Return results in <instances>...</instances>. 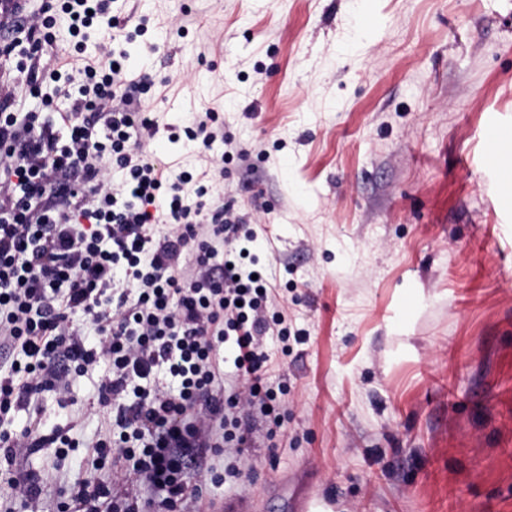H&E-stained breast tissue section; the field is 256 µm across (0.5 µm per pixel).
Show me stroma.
Masks as SVG:
<instances>
[{
    "label": "stroma",
    "mask_w": 512,
    "mask_h": 512,
    "mask_svg": "<svg viewBox=\"0 0 512 512\" xmlns=\"http://www.w3.org/2000/svg\"><path fill=\"white\" fill-rule=\"evenodd\" d=\"M373 18L360 22L362 12ZM144 30L106 23L111 48L154 81L148 154L232 204L254 255L306 338L271 346L286 389L274 441L254 427L217 452L199 512H512V202L483 165L490 119L512 123V0H128ZM215 112L223 140L172 139ZM223 166H214L216 158ZM103 368L42 393L44 431L82 440L0 457L40 485L12 512H77L102 483L85 441L105 435Z\"/></svg>",
    "instance_id": "obj_1"
}]
</instances>
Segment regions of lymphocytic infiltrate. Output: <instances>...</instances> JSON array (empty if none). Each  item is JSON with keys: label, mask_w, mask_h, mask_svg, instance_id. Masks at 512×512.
Instances as JSON below:
<instances>
[{"label": "lymphocytic infiltrate", "mask_w": 512, "mask_h": 512, "mask_svg": "<svg viewBox=\"0 0 512 512\" xmlns=\"http://www.w3.org/2000/svg\"><path fill=\"white\" fill-rule=\"evenodd\" d=\"M98 18L123 25L113 0H46L37 14L28 0H0V413L31 407L44 391L67 394L72 372L105 365L99 401L116 405L118 436L92 443L109 463L106 479L76 498L87 512H114L116 491L135 481L143 494L123 512L172 510L187 476L212 480L209 449L248 447L255 420L267 438L281 429V399L263 373L270 339L286 341L290 327L236 248L242 221L232 205L207 207L203 186L187 201L186 177L171 181L145 154L159 132L142 111L149 76L132 78L125 51L79 68L78 92L57 119L18 118L19 91L34 93L45 78L58 21L77 33ZM21 41L30 53L16 63ZM125 281L135 297L121 293ZM159 369L177 390L151 385ZM240 412L247 426L226 431Z\"/></svg>", "instance_id": "obj_1"}]
</instances>
